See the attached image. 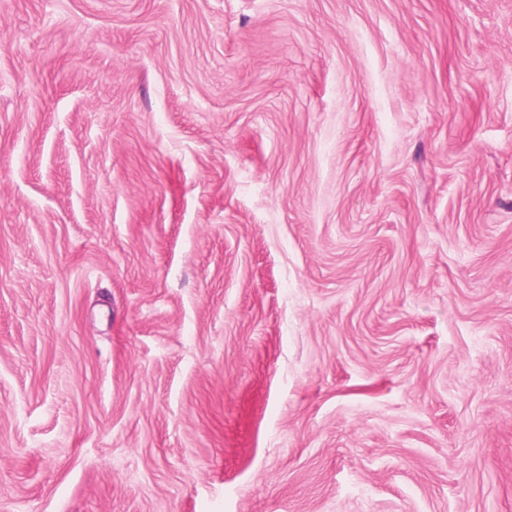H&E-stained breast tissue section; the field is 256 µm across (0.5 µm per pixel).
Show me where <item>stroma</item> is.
I'll use <instances>...</instances> for the list:
<instances>
[{
	"mask_svg": "<svg viewBox=\"0 0 512 512\" xmlns=\"http://www.w3.org/2000/svg\"><path fill=\"white\" fill-rule=\"evenodd\" d=\"M0 512H512V0H0Z\"/></svg>",
	"mask_w": 512,
	"mask_h": 512,
	"instance_id": "35a3bbf8",
	"label": "stroma"
}]
</instances>
